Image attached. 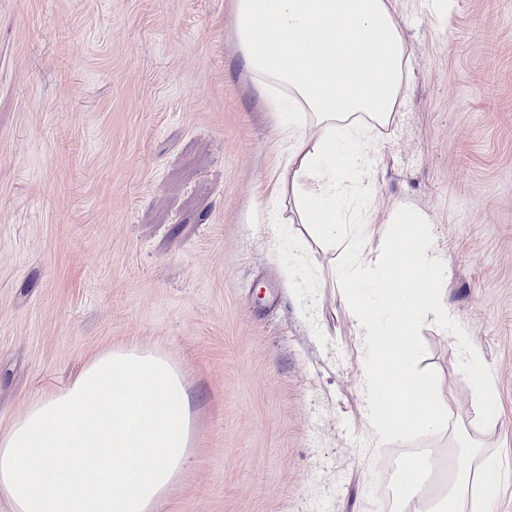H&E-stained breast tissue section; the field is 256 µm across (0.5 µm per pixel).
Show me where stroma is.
Wrapping results in <instances>:
<instances>
[{
    "instance_id": "1",
    "label": "stroma",
    "mask_w": 512,
    "mask_h": 512,
    "mask_svg": "<svg viewBox=\"0 0 512 512\" xmlns=\"http://www.w3.org/2000/svg\"><path fill=\"white\" fill-rule=\"evenodd\" d=\"M405 96L371 138L369 217L436 228L454 330L409 362L497 465L512 512V0H394ZM242 65L234 0H0V434L107 349L169 361L188 461L152 512H379L350 251L288 223L284 133ZM493 384L484 427L458 337Z\"/></svg>"
}]
</instances>
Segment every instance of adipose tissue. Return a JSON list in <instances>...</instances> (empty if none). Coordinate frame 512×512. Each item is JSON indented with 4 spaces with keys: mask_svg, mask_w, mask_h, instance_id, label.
Listing matches in <instances>:
<instances>
[{
    "mask_svg": "<svg viewBox=\"0 0 512 512\" xmlns=\"http://www.w3.org/2000/svg\"><path fill=\"white\" fill-rule=\"evenodd\" d=\"M244 68L273 111L294 117L288 178L299 223L335 243L340 193L368 197L369 135L391 124L401 103L410 50L391 0H235ZM448 268L429 218L405 205L388 215L379 243L355 258L350 277L380 279L381 304L354 308L369 344L363 398L380 440L407 428L462 429L432 383L408 360L420 324L447 326L433 292ZM472 403L489 412L491 383L480 351L459 337ZM190 401L167 360L135 349L107 350L67 387L32 403L0 437V494L15 512H149L188 459ZM435 449L409 466L421 480L395 512H467L493 502L499 480L481 443L449 447L445 484L432 492Z\"/></svg>",
    "mask_w": 512,
    "mask_h": 512,
    "instance_id": "adipose-tissue-1",
    "label": "adipose tissue"
}]
</instances>
